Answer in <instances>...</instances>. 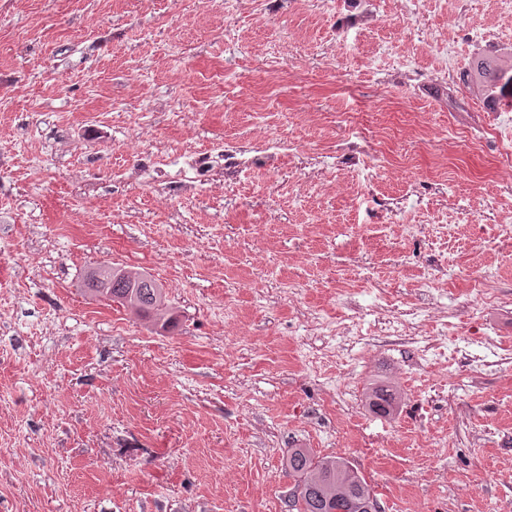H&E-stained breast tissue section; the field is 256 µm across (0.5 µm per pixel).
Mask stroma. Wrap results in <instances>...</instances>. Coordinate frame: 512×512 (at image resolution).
Listing matches in <instances>:
<instances>
[{"instance_id": "35a3bbf8", "label": "stroma", "mask_w": 512, "mask_h": 512, "mask_svg": "<svg viewBox=\"0 0 512 512\" xmlns=\"http://www.w3.org/2000/svg\"><path fill=\"white\" fill-rule=\"evenodd\" d=\"M346 2L0 12V512H287L293 448L348 459L383 512H512V109L457 77L512 45V0ZM266 136L279 172L225 188L219 144ZM189 151L214 173L193 189ZM100 266L158 280L174 327L85 294ZM487 268L501 303L475 314ZM439 295L445 358L372 314L434 338ZM495 138L497 139L500 147L502 148L507 164L499 160L494 161L493 169L494 174L498 176H507L511 180L512 167H511V147H512V132L509 130L496 129ZM368 405L374 412V407L382 406L383 416H389L395 412L401 403V397L397 392L385 388V386L370 387L367 391Z\"/></svg>"}]
</instances>
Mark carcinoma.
Masks as SVG:
<instances>
[{
  "mask_svg": "<svg viewBox=\"0 0 512 512\" xmlns=\"http://www.w3.org/2000/svg\"><path fill=\"white\" fill-rule=\"evenodd\" d=\"M463 86L487 101L512 95V46L471 59L461 75ZM86 291L101 299L128 300L129 309L143 319L163 320L161 327L174 326V318L164 317V288L150 276L131 283L113 267H98L84 278ZM368 405L380 406L383 415L395 412L401 403L398 393L383 386L370 387ZM288 474L296 482L291 507L294 512H364L375 498L366 478L340 456H315L308 448H294L286 460Z\"/></svg>",
  "mask_w": 512,
  "mask_h": 512,
  "instance_id": "obj_1",
  "label": "carcinoma"
}]
</instances>
